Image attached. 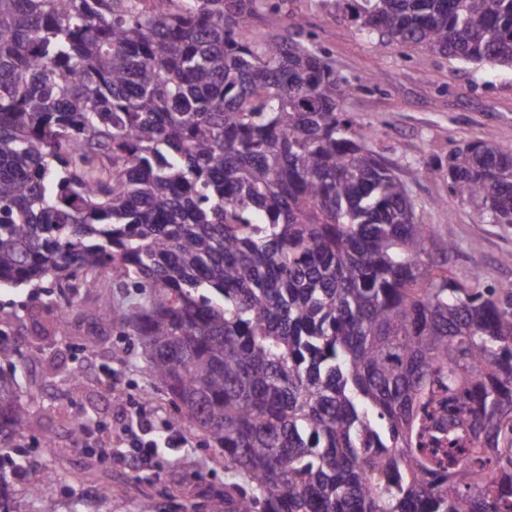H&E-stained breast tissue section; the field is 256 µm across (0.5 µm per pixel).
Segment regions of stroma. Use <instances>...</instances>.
Masks as SVG:
<instances>
[{
  "instance_id": "35a3bbf8",
  "label": "stroma",
  "mask_w": 512,
  "mask_h": 512,
  "mask_svg": "<svg viewBox=\"0 0 512 512\" xmlns=\"http://www.w3.org/2000/svg\"><path fill=\"white\" fill-rule=\"evenodd\" d=\"M288 10L303 16L304 34L350 84L344 112L372 133V148L406 179L424 221L457 244L455 269L478 273L491 288L512 285V224L482 222L470 205L449 195L446 176L418 175L444 162L456 144L488 132L512 148V71L380 46L323 0H288ZM59 298L54 288L0 287V329L19 356L22 401L31 410L30 425L18 438L30 450L28 461L10 479L14 512H41L28 488L48 470L56 478L57 512H136L143 498L152 501L154 512H224V486L234 472L216 463L213 450L187 422L177 423L187 448L159 455L139 471L123 459L121 412L142 408L158 423L174 421V414L146 371L136 336L101 327L83 313L90 304L109 312L117 298L111 277L74 295L63 332L53 323ZM76 367L84 374L77 390L68 383ZM111 373L117 378L113 385L107 382ZM84 417L99 425L111 457L73 442L70 424ZM103 483L111 484L110 497L100 496Z\"/></svg>"
}]
</instances>
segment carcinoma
I'll use <instances>...</instances> for the list:
<instances>
[{
  "instance_id": "carcinoma-1",
  "label": "carcinoma",
  "mask_w": 512,
  "mask_h": 512,
  "mask_svg": "<svg viewBox=\"0 0 512 512\" xmlns=\"http://www.w3.org/2000/svg\"><path fill=\"white\" fill-rule=\"evenodd\" d=\"M330 1L384 47L512 69V0ZM267 2L254 34L256 0H0V286L112 276L107 325L245 481L226 512H512V286L453 276ZM443 168L512 224L511 148ZM3 335L0 455L30 415Z\"/></svg>"
}]
</instances>
